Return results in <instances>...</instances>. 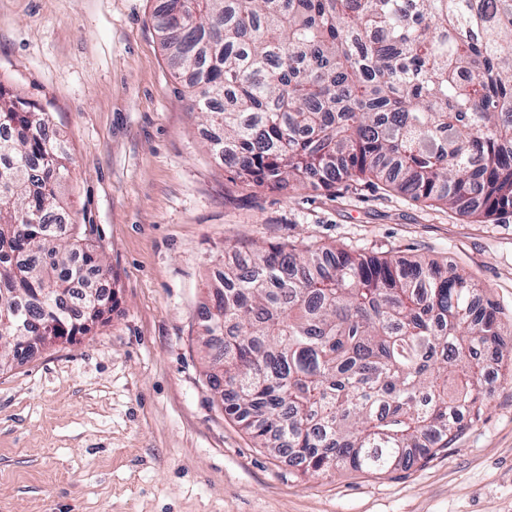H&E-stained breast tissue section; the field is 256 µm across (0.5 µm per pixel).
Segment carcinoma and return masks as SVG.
<instances>
[{
  "label": "carcinoma",
  "mask_w": 512,
  "mask_h": 512,
  "mask_svg": "<svg viewBox=\"0 0 512 512\" xmlns=\"http://www.w3.org/2000/svg\"><path fill=\"white\" fill-rule=\"evenodd\" d=\"M160 40L210 147L247 185L377 180L466 216L512 210V0H165ZM0 86V319L91 332L110 297L67 154ZM204 308L224 411L301 474L387 473L481 420L512 355L471 276L336 244L257 246Z\"/></svg>",
  "instance_id": "cac0c4a2"
}]
</instances>
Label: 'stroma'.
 <instances>
[{"label": "stroma", "instance_id": "1", "mask_svg": "<svg viewBox=\"0 0 512 512\" xmlns=\"http://www.w3.org/2000/svg\"><path fill=\"white\" fill-rule=\"evenodd\" d=\"M160 0H0V86L43 106L107 324L0 370V512H512V361L432 459L298 475L224 412L205 285L252 244L419 255L473 275L512 332V213L480 223L370 182L248 186L217 161L155 30Z\"/></svg>", "mask_w": 512, "mask_h": 512}]
</instances>
